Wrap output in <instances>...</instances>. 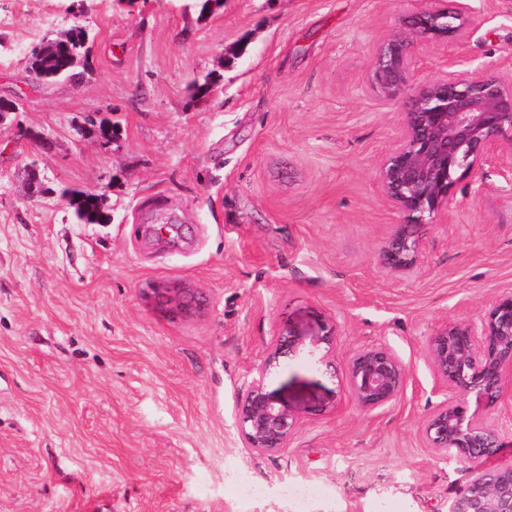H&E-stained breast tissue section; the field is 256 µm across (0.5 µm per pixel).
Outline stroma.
<instances>
[{"instance_id":"1","label":"stroma","mask_w":512,"mask_h":512,"mask_svg":"<svg viewBox=\"0 0 512 512\" xmlns=\"http://www.w3.org/2000/svg\"><path fill=\"white\" fill-rule=\"evenodd\" d=\"M468 4L462 43L416 48L414 82L451 57L512 65V0ZM433 5L0 0V98L19 103L0 123V512H298L287 483L307 512H448L473 465L423 440L446 397L428 341L512 291V185L483 164L415 272L378 266L406 221L376 179L402 115L369 75ZM77 25L79 77L36 79L32 50ZM65 188L102 194L109 223H76ZM166 222L182 236L144 230ZM284 328L301 344L268 388L300 425L261 454L238 396ZM367 344L409 369L375 410L346 385Z\"/></svg>"}]
</instances>
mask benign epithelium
<instances>
[{
  "instance_id": "7a95c632",
  "label": "benign epithelium",
  "mask_w": 512,
  "mask_h": 512,
  "mask_svg": "<svg viewBox=\"0 0 512 512\" xmlns=\"http://www.w3.org/2000/svg\"><path fill=\"white\" fill-rule=\"evenodd\" d=\"M468 11L460 3L453 10L431 8L412 15L408 32L389 39L372 65L371 83L383 102L403 109L399 134L377 170L384 197L408 214L407 223L393 225L378 253L379 265L394 275L415 271L423 250L420 229L448 220L450 191L460 178L490 159L512 172V67L492 62L471 70L450 58L438 77L412 82L415 46L462 41ZM297 345L283 328L239 395L240 435L258 453L283 451L299 426L288 402L266 385L270 369ZM428 355L451 396L426 418L422 437L429 448L454 451L475 463L448 512H512V465L478 466L503 447L502 434L469 407L471 396L486 408L512 396V291L492 300L477 322L440 326ZM408 378L405 363L382 344L356 350L348 362L349 392L364 409L396 400Z\"/></svg>"
}]
</instances>
